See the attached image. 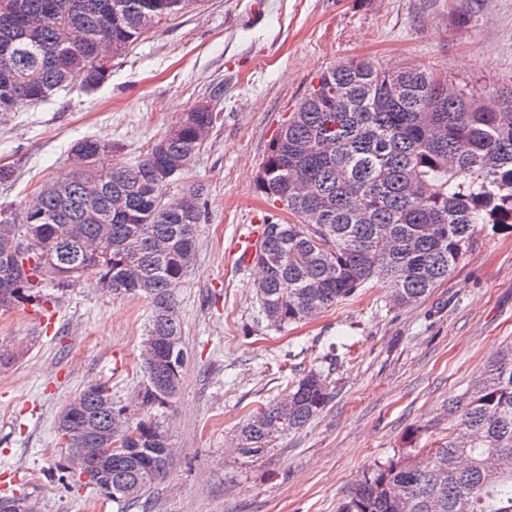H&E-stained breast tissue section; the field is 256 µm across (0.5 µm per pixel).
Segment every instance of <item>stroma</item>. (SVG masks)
I'll return each instance as SVG.
<instances>
[{"mask_svg":"<svg viewBox=\"0 0 512 512\" xmlns=\"http://www.w3.org/2000/svg\"><path fill=\"white\" fill-rule=\"evenodd\" d=\"M370 61L434 69L480 96L512 85V0H197L112 62L98 88H72L0 116V215L18 216L66 171L85 137L114 158L143 153L201 101L224 121L178 180L203 189L196 260L177 290L186 362L160 414L174 460L139 505L85 485L56 431L62 406L106 384L129 401L150 319L138 297L113 298L95 277L0 310V344L22 358L0 369V497L38 512H336L377 465L448 438L436 414L512 342V233L477 234L463 263L425 300L390 305L380 285L317 319L277 331L259 313L254 265L233 243L268 203L255 189L271 139L323 70ZM332 398L302 430L254 458L233 452L244 416L312 367ZM420 429L410 442V429Z\"/></svg>","mask_w":512,"mask_h":512,"instance_id":"1","label":"stroma"}]
</instances>
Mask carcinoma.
Returning <instances> with one entry per match:
<instances>
[{
    "instance_id": "cac0c4a2",
    "label": "carcinoma",
    "mask_w": 512,
    "mask_h": 512,
    "mask_svg": "<svg viewBox=\"0 0 512 512\" xmlns=\"http://www.w3.org/2000/svg\"><path fill=\"white\" fill-rule=\"evenodd\" d=\"M191 0H0V112L43 101L80 83L94 90L112 59ZM336 87L329 105L322 89ZM220 113L192 107L137 160L98 157L111 146L83 138L69 170L25 203L19 223L0 221V255L23 246L22 265L5 272L0 309L29 301L47 282L95 276L115 297H143L151 321L141 347L144 381L137 411L110 388H88L57 416L68 448H106L124 438L126 456L99 465L93 488L138 503L171 461L167 431L154 411L172 406L184 360L166 337L182 339L175 289L194 265L202 192L165 200L203 148ZM256 189L275 209L264 215L252 257L261 316L284 329L312 320L371 283L406 306L428 297L465 259L479 228L512 230V87L484 100L416 66L369 61L338 64L318 76L270 142ZM288 213L284 218L281 213ZM66 242L67 274L55 275L52 247ZM331 400L323 371L309 370L282 397L239 426L240 455L257 457L283 434L308 425ZM437 420L458 431L435 448H415L380 465L337 512H512V345L471 385L448 400ZM82 466V467H84ZM77 467V470H82ZM0 512H36L27 498L1 497Z\"/></svg>"
}]
</instances>
